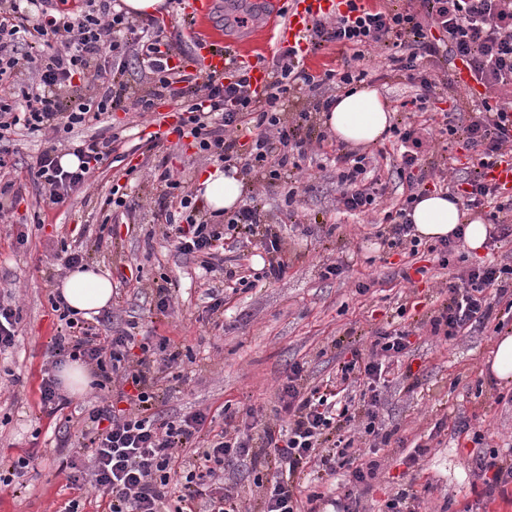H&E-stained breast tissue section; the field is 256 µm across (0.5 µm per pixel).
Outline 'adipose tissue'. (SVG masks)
<instances>
[{"label": "adipose tissue", "instance_id": "adipose-tissue-1", "mask_svg": "<svg viewBox=\"0 0 512 512\" xmlns=\"http://www.w3.org/2000/svg\"><path fill=\"white\" fill-rule=\"evenodd\" d=\"M323 122L339 142L348 145L372 144L382 140L391 123V114L378 92L366 86L343 95ZM202 198L212 211L235 209L242 201L243 184L237 171L214 170L200 185ZM419 238L435 241L462 232L465 248L478 252L484 247L490 227L484 220L467 216L459 201L446 194H423L409 214ZM67 305L79 316L92 318L112 301V282L88 267L71 271L60 288Z\"/></svg>", "mask_w": 512, "mask_h": 512}]
</instances>
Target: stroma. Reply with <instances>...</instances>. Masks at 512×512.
<instances>
[{
    "mask_svg": "<svg viewBox=\"0 0 512 512\" xmlns=\"http://www.w3.org/2000/svg\"><path fill=\"white\" fill-rule=\"evenodd\" d=\"M166 2L168 11L157 23L173 45V62L198 73L199 27L187 21L179 0ZM211 2L208 23L223 32L226 50L250 40L263 64H270L280 41L269 0ZM242 17L247 20L243 26L238 23ZM367 70L366 85L392 109L393 122H400L398 107L414 97L415 87L390 72L383 56H373ZM146 125L129 101L103 114L96 130L113 138V151L59 206L37 201L28 171L31 156L45 145L43 135L0 143L14 164L8 179L22 192L20 203L0 222V291H12L18 307L16 346L0 355V463L36 456L34 469L25 476L8 486L0 483V512H64L69 500L94 494L89 487L68 488L60 469L70 452L61 443L65 414H47L40 404L47 350L58 328L49 297L62 283L54 271L65 248L80 251L85 266L115 283L108 307L112 330L129 328L155 343L165 338L181 351V376L157 404L158 412L171 419L202 411L218 429L229 408L240 419L250 410L258 423L286 424L279 396L293 365H302V384L311 388L335 377L352 349L368 352L377 329L409 331V352L391 365L378 387L376 411L389 437L383 442L365 437L361 448L364 460L379 461L381 470L372 488L361 492L360 507L382 512L388 497L406 488L419 491L421 512H464L482 491L483 476L475 465L480 447L503 453L512 449V382L503 383L490 371L498 338L493 329L446 340L421 328L446 301L453 278L427 250L405 255L377 236L387 212L407 195L395 172L400 158L394 136L379 144L385 157L377 174L385 194L373 211L357 218L336 211L340 188L334 152L315 150L302 160L290 201L287 184L243 176L244 204L262 203L273 231L288 245L285 272L265 279L267 254L257 240L243 255L225 253L223 271L212 274L179 254L151 171L167 164L195 192L217 161L198 154L185 140L163 154L146 150L137 134ZM440 128L437 121L429 127V162L439 170L468 166L469 151ZM130 167L135 173L122 190L134 207L125 213L107 199L115 175ZM105 224L119 225L118 236L100 238ZM21 230L28 236L23 244L17 241ZM336 259L343 263L342 274L320 278V266ZM405 267L415 270L408 282L400 276ZM232 277L247 278L249 284L228 289ZM160 285L171 296L165 311L157 306ZM211 288L229 297L224 311H211ZM401 305L407 308L402 317L396 313ZM460 417L471 431L484 434L483 446L455 431ZM417 445L429 446V453L419 464L406 466L404 457Z\"/></svg>",
    "mask_w": 512,
    "mask_h": 512,
    "instance_id": "35a3bbf8",
    "label": "stroma"
}]
</instances>
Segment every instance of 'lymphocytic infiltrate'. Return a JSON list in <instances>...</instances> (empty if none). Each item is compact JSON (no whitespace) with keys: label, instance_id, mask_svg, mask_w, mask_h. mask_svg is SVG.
Returning <instances> with one entry per match:
<instances>
[{"label":"lymphocytic infiltrate","instance_id":"1","mask_svg":"<svg viewBox=\"0 0 512 512\" xmlns=\"http://www.w3.org/2000/svg\"><path fill=\"white\" fill-rule=\"evenodd\" d=\"M66 2L0 0V132L20 125L51 133L49 145L31 163L45 202L64 203L111 152V139L82 138L78 132L93 126L122 99H134L143 115L152 111L155 99L175 104L180 112L178 138H193L200 153L239 162L243 173L273 183L291 178L290 164L306 145L299 133L312 112L328 108L340 91L365 80L362 63L370 51L390 49L392 71L408 73L410 81L418 83L420 117L437 86L422 62L443 50L465 62L493 97L479 101L476 112L447 119L446 133L463 142L472 166L462 175L449 171L439 179V187L460 196L466 208L489 206L497 241L512 239V202H500L498 188L484 177L486 169L512 155V111L497 100L500 93H512V0H408L400 9H369L359 0H346L345 12L314 19L304 36L312 52L335 45L340 68L308 73L300 66L299 47L282 46L272 57L270 81L260 92L252 90L243 67H233L227 76L209 72L199 77L172 65V50L157 34L155 22L134 26L126 12L114 10L112 0H87L86 10L75 16L66 11ZM137 29L141 37L128 41V33ZM130 54L153 84L150 96H134L101 61L105 55L117 59ZM24 73L31 82L17 88V77ZM78 80L85 85L84 93L66 101ZM300 84L317 95L311 108L294 107L292 98ZM18 95L26 102L21 111L14 104ZM419 117L394 130L401 158L398 175L410 187L429 153ZM243 130L253 135L245 150L239 144ZM66 155L78 158L76 170L62 167ZM378 166L374 155H337V208L353 214L370 211L380 194ZM155 179L166 222L181 216L187 223L179 231V253L200 258L211 272L223 265L225 253L241 250L258 237L270 256L268 275L276 278L285 271V242L266 224L262 207L244 206L225 223L215 224L201 214L192 193L170 171H161ZM457 278L447 303L426 321L429 334L450 339L491 323L504 328L494 311L496 301L503 299L512 312V262L478 265L459 271ZM51 304L61 323L49 347L52 365L80 359L97 371L98 388L116 381L133 389L127 397L130 408L122 414L107 404L77 407L75 440L65 462L67 480L77 489L89 485L102 491L108 498L105 512H243L235 481L217 473L227 460L248 469L265 466V479L256 483L261 512H321L324 503L333 512H359L356 492L371 487L380 464L361 461L354 437L332 441L327 434L355 422L364 434L379 435L376 412L357 420L340 387L353 380L376 391L389 362L408 349V332L378 330L369 353L353 352L339 365L336 382L322 389L299 384L302 368L294 366L281 392L288 424L263 425L256 447V438L232 413L225 414L218 432L202 412L179 420L160 418L155 407L169 374L182 364L180 351L75 320L63 297L53 298ZM135 347L141 356L133 361L128 353ZM187 447L193 448L192 457L181 456ZM313 465L343 471L348 487L344 497L297 495L294 476Z\"/></svg>","mask_w":512,"mask_h":512}]
</instances>
